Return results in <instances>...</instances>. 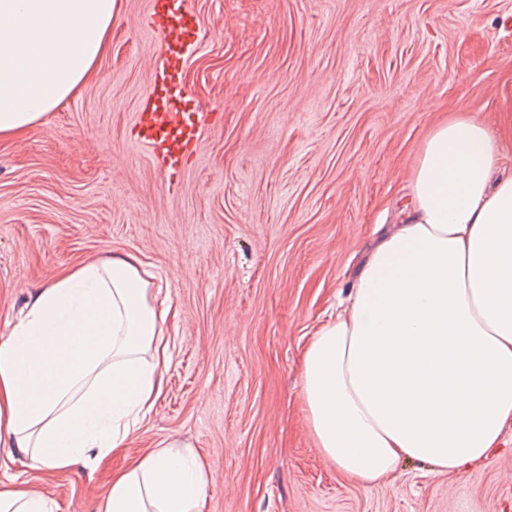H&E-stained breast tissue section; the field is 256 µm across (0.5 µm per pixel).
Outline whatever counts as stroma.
Wrapping results in <instances>:
<instances>
[{"mask_svg":"<svg viewBox=\"0 0 512 512\" xmlns=\"http://www.w3.org/2000/svg\"><path fill=\"white\" fill-rule=\"evenodd\" d=\"M205 31L180 89L202 115L180 189L137 137L163 61L151 0H117L78 93L0 140V337L65 269L130 253L176 314L162 394L124 448L64 471L0 449V481L96 512L114 469L164 446L212 477L203 512H512V428L485 466L401 463L361 487L314 446L300 360L437 115L490 124L512 166V0H184Z\"/></svg>","mask_w":512,"mask_h":512,"instance_id":"35a3bbf8","label":"stroma"}]
</instances>
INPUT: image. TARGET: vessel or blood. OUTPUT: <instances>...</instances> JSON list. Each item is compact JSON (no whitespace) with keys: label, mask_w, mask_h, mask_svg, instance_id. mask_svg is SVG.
<instances>
[{"label":"vessel or blood","mask_w":512,"mask_h":512,"mask_svg":"<svg viewBox=\"0 0 512 512\" xmlns=\"http://www.w3.org/2000/svg\"><path fill=\"white\" fill-rule=\"evenodd\" d=\"M166 62L152 80L151 105L139 119L140 139L161 159L166 171L179 173L200 137V116L185 111L175 96L184 57L203 38L202 26L191 13L175 6L159 12Z\"/></svg>","instance_id":"b4317fda"}]
</instances>
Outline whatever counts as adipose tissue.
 Segmentation results:
<instances>
[{"label": "adipose tissue", "instance_id": "adipose-tissue-1", "mask_svg": "<svg viewBox=\"0 0 512 512\" xmlns=\"http://www.w3.org/2000/svg\"><path fill=\"white\" fill-rule=\"evenodd\" d=\"M116 0H0V138L73 97L105 53ZM496 131L451 112L424 139L397 224L362 258L348 306L300 363L316 448L363 486L410 459L483 466L512 426V174ZM130 254L39 288L0 340V446L66 470L121 448L153 410L171 356L168 309ZM211 477L154 450L112 474L97 512H202ZM0 512H53L0 481Z\"/></svg>", "mask_w": 512, "mask_h": 512}]
</instances>
